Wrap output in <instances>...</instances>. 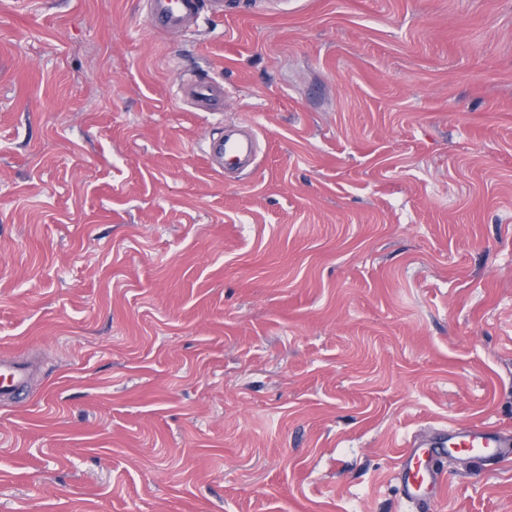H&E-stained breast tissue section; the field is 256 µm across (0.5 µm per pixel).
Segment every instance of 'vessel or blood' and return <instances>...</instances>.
I'll use <instances>...</instances> for the list:
<instances>
[{"label":"vessel or blood","instance_id":"obj_1","mask_svg":"<svg viewBox=\"0 0 512 512\" xmlns=\"http://www.w3.org/2000/svg\"><path fill=\"white\" fill-rule=\"evenodd\" d=\"M223 14L224 0H146L149 26L170 33L196 30L203 13ZM180 91L195 109L211 114L224 109L222 81L196 76L184 82ZM258 151V138L249 135L237 139L225 135L217 143H207L204 154L209 162L227 169L252 163ZM35 370L28 361L0 359V400L17 402L24 396ZM463 452L473 459L490 458L500 463L512 462V436L491 425L444 426L433 429L429 438H413L399 455L393 474L399 497L414 512H429L428 500L438 489H446L447 476L438 465L449 452Z\"/></svg>","mask_w":512,"mask_h":512}]
</instances>
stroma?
I'll return each mask as SVG.
<instances>
[{"label":"stroma","instance_id":"1","mask_svg":"<svg viewBox=\"0 0 512 512\" xmlns=\"http://www.w3.org/2000/svg\"><path fill=\"white\" fill-rule=\"evenodd\" d=\"M0 355V512H404L406 439L512 434V0H0ZM445 467L432 512H512ZM146 19L155 30L195 31L204 12L224 15V0H146ZM183 98L190 101L195 109L215 114L224 110V83L210 77L195 76L180 87ZM257 151L258 138L254 133L241 140L229 135L226 130L224 140L219 143L208 142L203 149L212 167L217 166L218 163L224 169L240 168L252 163L256 159ZM35 370L28 361L0 359V399L2 402L22 400Z\"/></svg>","mask_w":512,"mask_h":512}]
</instances>
